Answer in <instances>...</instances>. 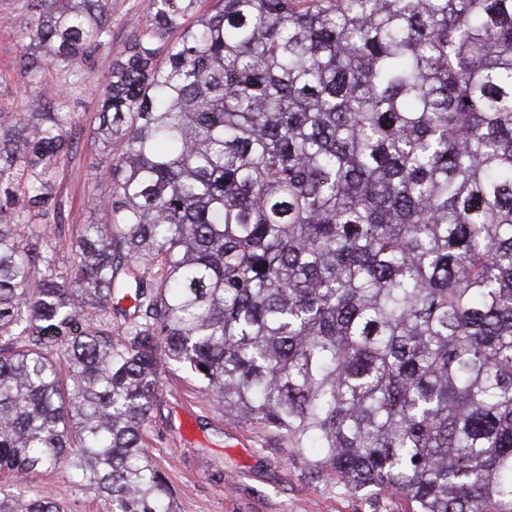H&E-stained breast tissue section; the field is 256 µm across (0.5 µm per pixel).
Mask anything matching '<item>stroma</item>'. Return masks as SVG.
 Returning a JSON list of instances; mask_svg holds the SVG:
<instances>
[{
  "instance_id": "stroma-1",
  "label": "stroma",
  "mask_w": 512,
  "mask_h": 512,
  "mask_svg": "<svg viewBox=\"0 0 512 512\" xmlns=\"http://www.w3.org/2000/svg\"><path fill=\"white\" fill-rule=\"evenodd\" d=\"M28 2L0 0V103L17 109L34 96L54 100L67 78L65 71L47 65L34 82L17 67ZM108 10L112 41L86 66L97 74L109 69L113 52L127 42L144 0H108ZM99 96L89 81L70 102L82 119L80 149L59 176L58 195L63 222L71 229L96 219V179L109 164L90 134ZM162 378L161 406L146 432L145 451L174 490L175 512H407L401 496L371 488L350 492L316 479L274 432L226 421L201 396L189 372L169 367ZM44 490L66 512H102L99 500L75 487L67 471L28 484L29 495Z\"/></svg>"
}]
</instances>
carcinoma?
Returning <instances> with one entry per match:
<instances>
[{"mask_svg": "<svg viewBox=\"0 0 512 512\" xmlns=\"http://www.w3.org/2000/svg\"><path fill=\"white\" fill-rule=\"evenodd\" d=\"M29 9L21 69L71 80L0 106V512H64L19 491L62 467L174 512L164 363L321 481L512 512V0H145L97 76L102 219L51 236L112 29Z\"/></svg>", "mask_w": 512, "mask_h": 512, "instance_id": "1", "label": "carcinoma"}]
</instances>
